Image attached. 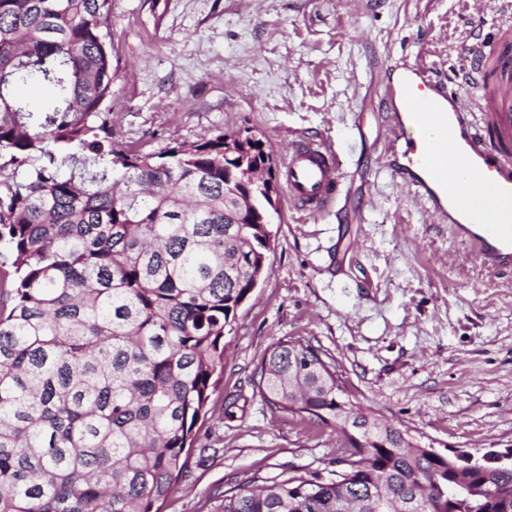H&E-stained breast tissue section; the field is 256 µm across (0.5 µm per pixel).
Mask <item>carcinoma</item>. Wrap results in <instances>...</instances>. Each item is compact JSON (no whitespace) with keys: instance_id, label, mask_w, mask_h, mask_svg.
Segmentation results:
<instances>
[{"instance_id":"carcinoma-1","label":"carcinoma","mask_w":512,"mask_h":512,"mask_svg":"<svg viewBox=\"0 0 512 512\" xmlns=\"http://www.w3.org/2000/svg\"><path fill=\"white\" fill-rule=\"evenodd\" d=\"M111 14L112 0H0V512H160L248 275L268 268L270 209L248 177L262 139L246 136L233 184L261 224L224 214V134L112 146ZM41 85L54 99L36 110L19 89ZM253 384L271 411L335 430L349 467L255 478L208 512H391L387 486L426 494V512L512 509V467L461 487L427 451L405 455L408 431L367 428L309 341L272 345Z\"/></svg>"}]
</instances>
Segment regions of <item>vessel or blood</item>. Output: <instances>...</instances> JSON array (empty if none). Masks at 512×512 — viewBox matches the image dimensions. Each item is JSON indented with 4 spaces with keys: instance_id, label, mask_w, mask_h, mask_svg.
I'll return each mask as SVG.
<instances>
[{
    "instance_id": "obj_1",
    "label": "vessel or blood",
    "mask_w": 512,
    "mask_h": 512,
    "mask_svg": "<svg viewBox=\"0 0 512 512\" xmlns=\"http://www.w3.org/2000/svg\"><path fill=\"white\" fill-rule=\"evenodd\" d=\"M498 2L496 42L469 36L463 78L477 96L415 64L388 81L380 108L386 167L493 271L512 268V0ZM343 167L331 141L298 137L284 167L290 206L316 216L340 204Z\"/></svg>"
}]
</instances>
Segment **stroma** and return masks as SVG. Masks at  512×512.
<instances>
[{"label": "stroma", "mask_w": 512, "mask_h": 512, "mask_svg": "<svg viewBox=\"0 0 512 512\" xmlns=\"http://www.w3.org/2000/svg\"><path fill=\"white\" fill-rule=\"evenodd\" d=\"M474 29L497 31L492 0H112L115 149L249 133L280 162L303 135L345 158L340 216L307 217L280 191L269 271L237 312L223 378L162 512H207L210 496L253 478L329 466L335 431L271 413L252 383L289 337L326 352L350 401L419 447L512 448V273L484 269L391 176L377 113L403 63L468 93L457 75Z\"/></svg>", "instance_id": "obj_1"}]
</instances>
